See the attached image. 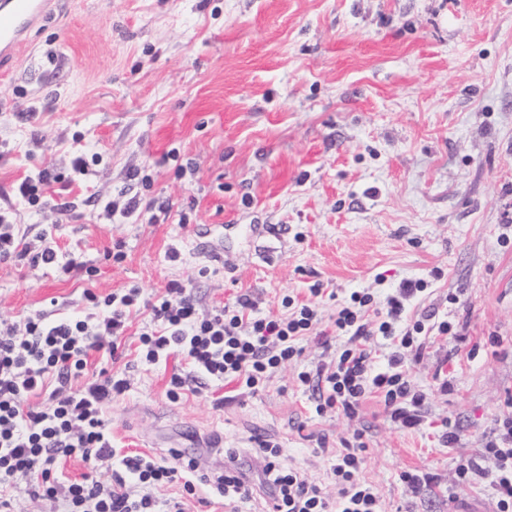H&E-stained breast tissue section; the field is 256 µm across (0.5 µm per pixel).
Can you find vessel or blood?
Returning a JSON list of instances; mask_svg holds the SVG:
<instances>
[{
	"label": "vessel or blood",
	"mask_w": 512,
	"mask_h": 512,
	"mask_svg": "<svg viewBox=\"0 0 512 512\" xmlns=\"http://www.w3.org/2000/svg\"><path fill=\"white\" fill-rule=\"evenodd\" d=\"M54 0H0V70L17 56Z\"/></svg>",
	"instance_id": "b4317fda"
}]
</instances>
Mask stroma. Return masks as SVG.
Instances as JSON below:
<instances>
[{"instance_id":"35a3bbf8","label":"stroma","mask_w":512,"mask_h":512,"mask_svg":"<svg viewBox=\"0 0 512 512\" xmlns=\"http://www.w3.org/2000/svg\"><path fill=\"white\" fill-rule=\"evenodd\" d=\"M78 149L103 157L85 182L69 179ZM46 167L62 180L39 210L17 186ZM121 192L169 202L168 218H113L89 201ZM0 211L96 270L0 261L5 325L83 313L87 288L154 294L172 280L206 312L241 291L276 314L319 281L336 293L327 318L352 292L381 300L426 279L415 317L456 333L411 365L421 426L399 427L374 397L352 420L316 416L295 364L254 395L220 388L219 407L208 392L174 401L176 360L126 356L112 436L157 457L181 449L206 471L270 438L328 488L359 431L384 512H494L487 480L461 484L457 469L512 417V0H57L0 75ZM117 240L119 265L106 258ZM444 420L456 447L438 441ZM210 436L221 447H203ZM405 471L434 481L411 489Z\"/></svg>"}]
</instances>
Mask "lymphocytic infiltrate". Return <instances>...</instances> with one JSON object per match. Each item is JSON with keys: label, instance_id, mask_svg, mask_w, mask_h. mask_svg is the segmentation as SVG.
<instances>
[{"label": "lymphocytic infiltrate", "instance_id": "f902f5d3", "mask_svg": "<svg viewBox=\"0 0 512 512\" xmlns=\"http://www.w3.org/2000/svg\"><path fill=\"white\" fill-rule=\"evenodd\" d=\"M0 260L58 266L66 273L76 268L60 263L51 245L29 241L3 214ZM426 288L422 279L402 281L381 305L373 294L355 291L326 321L318 312L317 300L325 293L319 283L310 286L306 300L283 296L284 312L277 315L261 312L244 294L224 310L205 314L192 290L173 281L152 298L137 287L104 296L88 290L89 315L54 318L40 312L21 326L0 328V512H8L11 494L23 484L35 495L61 501L62 512H187L188 499L202 486L227 500H262V512H381L377 492L362 475L364 442L337 451L332 499L285 466L282 448L265 439L254 448L225 449L223 470L209 474L176 450L165 459L115 447L107 413L129 382L108 368L90 380L85 373L92 355H116L130 314L143 308L151 319L138 336L137 359L144 366L173 356L184 361V369L170 378L169 394L176 399L220 383L258 393L284 365L303 356V341L313 335L331 358L298 372L297 379L310 391L317 415L354 417L373 396L395 423L414 428L423 422L426 396L413 388L405 358L421 356L431 333L445 336L453 329L445 320L429 328L406 318L407 303ZM41 393L46 404L26 408L28 396ZM483 455L492 463L496 512H512V418L499 421ZM255 456L264 461L258 473L250 465ZM71 457L93 467L110 462V482L87 475L59 483L58 467ZM173 484L181 488L178 496L157 497L158 489Z\"/></svg>", "mask_w": 512, "mask_h": 512}]
</instances>
